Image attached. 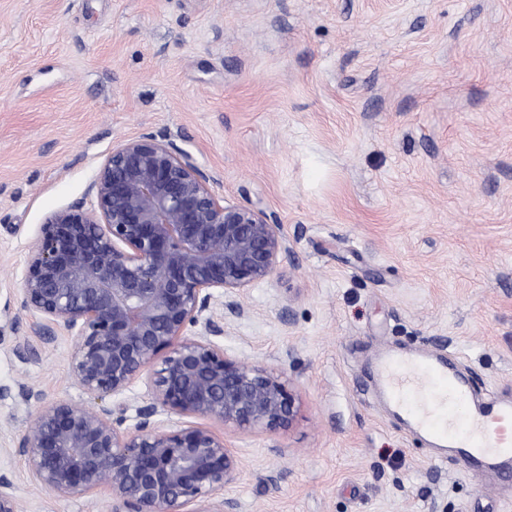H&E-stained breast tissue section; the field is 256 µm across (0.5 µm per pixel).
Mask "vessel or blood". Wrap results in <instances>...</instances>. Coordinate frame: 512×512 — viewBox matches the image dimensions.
I'll list each match as a JSON object with an SVG mask.
<instances>
[{"instance_id":"b4317fda","label":"vessel or blood","mask_w":512,"mask_h":512,"mask_svg":"<svg viewBox=\"0 0 512 512\" xmlns=\"http://www.w3.org/2000/svg\"><path fill=\"white\" fill-rule=\"evenodd\" d=\"M377 373L381 399L436 455L467 457L478 474L512 462V442L489 429L493 423H512V401L480 396L446 356L387 350L378 358Z\"/></svg>"}]
</instances>
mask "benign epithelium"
<instances>
[{
  "label": "benign epithelium",
  "instance_id": "1",
  "mask_svg": "<svg viewBox=\"0 0 512 512\" xmlns=\"http://www.w3.org/2000/svg\"><path fill=\"white\" fill-rule=\"evenodd\" d=\"M89 193V207L54 211L41 225L22 305L40 335L76 336L70 370L86 394L119 396L148 371L155 404L132 427L120 405L42 404L14 451L37 485L64 498L104 492L111 512H237L221 496L240 469L224 436L154 417L161 407L269 430L293 420L290 385L226 356L211 340L224 327L203 317L216 292L244 317L237 297L273 274L288 238L263 211L224 203L190 154L152 135L113 149ZM16 498L1 474L0 512H15Z\"/></svg>",
  "mask_w": 512,
  "mask_h": 512
}]
</instances>
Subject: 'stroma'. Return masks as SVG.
I'll use <instances>...</instances> for the list:
<instances>
[{"mask_svg":"<svg viewBox=\"0 0 512 512\" xmlns=\"http://www.w3.org/2000/svg\"><path fill=\"white\" fill-rule=\"evenodd\" d=\"M148 134L290 242L245 317L219 294L209 308L225 354L298 401L273 430L216 424L237 512H512V469L434 459L372 372L387 347L454 353L512 398V0H0V474L17 512H111L45 491L12 451L36 412L18 384L90 401L75 337L33 335L20 278L46 216L89 204L112 149Z\"/></svg>","mask_w":512,"mask_h":512,"instance_id":"stroma-1","label":"stroma"}]
</instances>
